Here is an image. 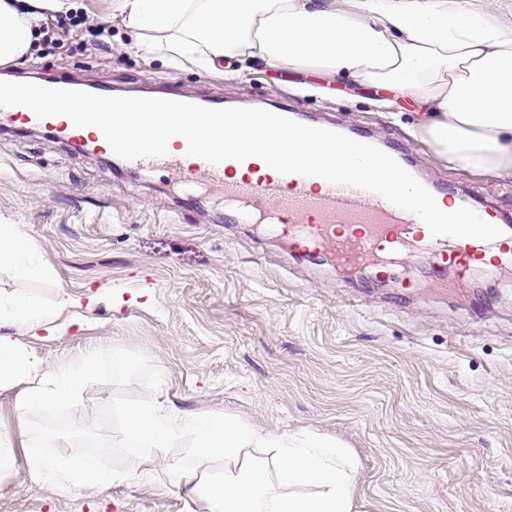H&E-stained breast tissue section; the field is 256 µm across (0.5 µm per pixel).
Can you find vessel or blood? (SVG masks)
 <instances>
[{"instance_id":"1","label":"vessel or blood","mask_w":512,"mask_h":512,"mask_svg":"<svg viewBox=\"0 0 512 512\" xmlns=\"http://www.w3.org/2000/svg\"><path fill=\"white\" fill-rule=\"evenodd\" d=\"M20 124L45 128L74 150L102 152L107 141L94 126L77 127L66 116L37 118L24 106L0 107V126ZM186 139H178L161 158L126 161L128 170L144 175L163 173L176 180L189 206L201 204L207 194L218 193L228 220L240 224H264L287 240L299 257L330 254L350 272L370 270L376 276L399 280L404 287H447L449 280L468 282L478 271L512 282V221L495 207L479 209V216L501 228L491 241L446 237L433 241L420 229V218L378 194L338 186L318 176L299 174L248 176L251 161L227 159L212 165L188 155ZM245 169L241 178L231 171ZM493 262L478 267L485 252Z\"/></svg>"}]
</instances>
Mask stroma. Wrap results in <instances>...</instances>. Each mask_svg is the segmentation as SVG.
Instances as JSON below:
<instances>
[{
	"label": "stroma",
	"instance_id": "stroma-1",
	"mask_svg": "<svg viewBox=\"0 0 512 512\" xmlns=\"http://www.w3.org/2000/svg\"><path fill=\"white\" fill-rule=\"evenodd\" d=\"M86 24L37 38L0 74L80 78L135 93L285 105L404 148L429 179L512 218V181L448 168L415 138L410 99L388 112L374 90L337 76L332 94L301 73L252 66L227 79L170 68L112 17L113 0H71ZM0 224L20 225L51 275L0 269V294L58 306L54 328L0 326L54 369L96 348L144 352L162 372L156 399L177 415L215 412L282 433L307 429L359 458L357 512H512V289L492 279L449 290L372 289L328 256H293L259 225L184 207L170 186L136 179L51 133L0 129ZM190 440L97 488L34 483L14 441L0 512H202L172 488Z\"/></svg>",
	"mask_w": 512,
	"mask_h": 512
}]
</instances>
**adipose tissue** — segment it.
I'll use <instances>...</instances> for the list:
<instances>
[{
    "mask_svg": "<svg viewBox=\"0 0 512 512\" xmlns=\"http://www.w3.org/2000/svg\"><path fill=\"white\" fill-rule=\"evenodd\" d=\"M69 0H0V64L24 56L45 13ZM112 16L137 46L171 66L223 72L232 60L285 66L308 76L341 75L419 101L415 126L449 167L512 180V35L459 0H113ZM21 279L47 276L18 225L0 224V268ZM57 310L31 295H0V325H51ZM92 358L65 371L0 336V392L22 387L16 437L52 404L82 399ZM125 445L156 454L191 439L195 465H169L172 487L204 512H354L356 453L302 430L272 435L219 413L175 416L146 403L124 412ZM222 474H206L209 460Z\"/></svg>",
    "mask_w": 512,
    "mask_h": 512,
    "instance_id": "obj_1",
    "label": "adipose tissue"
}]
</instances>
